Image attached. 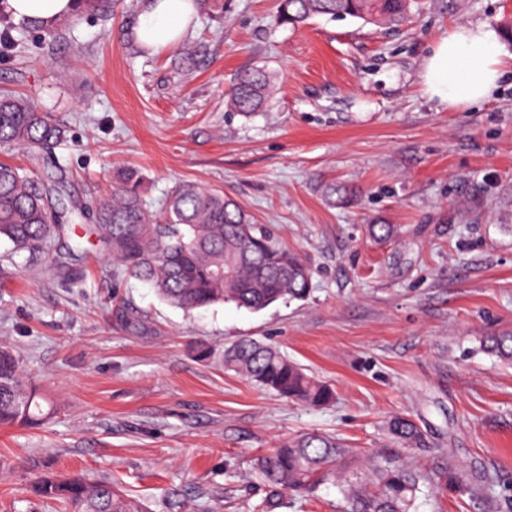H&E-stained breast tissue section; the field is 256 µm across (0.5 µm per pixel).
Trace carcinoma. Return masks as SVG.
<instances>
[{
	"instance_id": "carcinoma-1",
	"label": "carcinoma",
	"mask_w": 512,
	"mask_h": 512,
	"mask_svg": "<svg viewBox=\"0 0 512 512\" xmlns=\"http://www.w3.org/2000/svg\"><path fill=\"white\" fill-rule=\"evenodd\" d=\"M410 0H279L276 23L298 26L308 20L349 16L365 23L399 26ZM275 83L264 70L246 72L226 95L227 107L245 117L258 112ZM64 138L63 126L31 99L0 92V144L22 147L36 159ZM62 168L41 176L0 162V238L17 250L40 252L50 237L65 234L60 219L81 216L63 198ZM132 171L118 173L112 194L95 207L100 233L116 275L147 284L164 302L185 311L231 302L260 311L282 301H304L312 292V270L301 256L283 246L265 225L257 224L236 202L220 191L183 182L168 194L164 207L148 212ZM374 240L395 236L391 224H368ZM480 347L512 364V331L493 333ZM224 368L277 396L309 406L335 399L332 386L304 372L270 342L240 339L224 348ZM35 386L26 381L18 360L0 350V425L28 426L45 418ZM390 439L407 449L423 446V432L407 416L388 423ZM357 459L331 435L307 433L287 439L257 459L269 489L261 512H277L284 494L314 493L322 484L339 488L344 512H418L425 478L406 467L393 448L381 449L369 462L371 487L359 481ZM34 489L40 496L70 504L75 512H146L142 502L109 481L40 475Z\"/></svg>"
}]
</instances>
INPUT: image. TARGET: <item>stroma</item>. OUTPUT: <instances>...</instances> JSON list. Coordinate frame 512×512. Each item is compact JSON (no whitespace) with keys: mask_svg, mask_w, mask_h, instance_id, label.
Masks as SVG:
<instances>
[{"mask_svg":"<svg viewBox=\"0 0 512 512\" xmlns=\"http://www.w3.org/2000/svg\"><path fill=\"white\" fill-rule=\"evenodd\" d=\"M199 2L177 47L144 52L131 42L142 0H112L53 39L15 20L0 92L64 124L36 165H62L71 204L108 197L119 170L142 176L151 212L180 182L221 190L302 256L311 295L188 314L114 276L92 220L74 224L76 250L1 238L0 345L48 416L0 427V512H66L32 490L47 471L112 479L149 512H255L256 460L281 439L330 434L363 459L388 447L395 414L426 436L402 453L432 480L419 512H512V367L479 349L512 330V76L462 111L420 82L459 24H489L512 54V0H416L391 29L280 26L277 0ZM256 67L276 92L245 118L225 94ZM332 182L346 202L325 196ZM369 224L398 234L372 240ZM243 337L276 345L335 402L286 401L226 370L225 346ZM455 468L468 490L449 489Z\"/></svg>","mask_w":512,"mask_h":512,"instance_id":"obj_1","label":"stroma"}]
</instances>
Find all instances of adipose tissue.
<instances>
[{"label": "adipose tissue", "mask_w": 512, "mask_h": 512, "mask_svg": "<svg viewBox=\"0 0 512 512\" xmlns=\"http://www.w3.org/2000/svg\"><path fill=\"white\" fill-rule=\"evenodd\" d=\"M78 7L79 0H8L15 17L47 28L73 16ZM197 10L198 0H146L136 36L155 46H177ZM510 71L512 54L502 51L496 31L468 24L434 43L421 80L430 98L459 110L489 101Z\"/></svg>", "instance_id": "obj_1"}]
</instances>
